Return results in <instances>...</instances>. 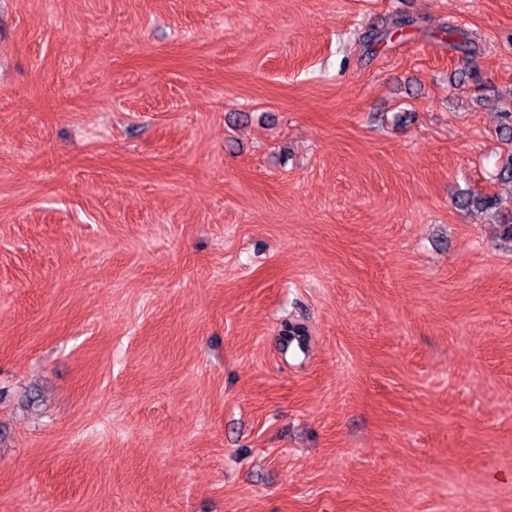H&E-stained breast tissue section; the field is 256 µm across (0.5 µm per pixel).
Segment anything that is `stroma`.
Returning a JSON list of instances; mask_svg holds the SVG:
<instances>
[{
  "instance_id": "35a3bbf8",
  "label": "stroma",
  "mask_w": 512,
  "mask_h": 512,
  "mask_svg": "<svg viewBox=\"0 0 512 512\" xmlns=\"http://www.w3.org/2000/svg\"><path fill=\"white\" fill-rule=\"evenodd\" d=\"M504 111L512 0H0V512H512Z\"/></svg>"
}]
</instances>
